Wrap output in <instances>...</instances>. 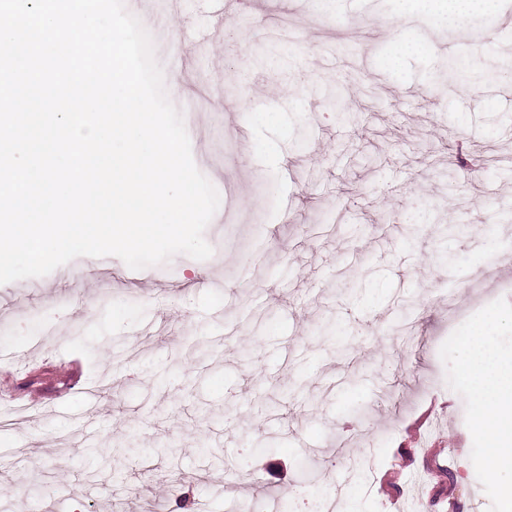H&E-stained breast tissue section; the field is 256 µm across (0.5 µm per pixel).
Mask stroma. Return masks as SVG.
<instances>
[{"label": "stroma", "instance_id": "35a3bbf8", "mask_svg": "<svg viewBox=\"0 0 512 512\" xmlns=\"http://www.w3.org/2000/svg\"><path fill=\"white\" fill-rule=\"evenodd\" d=\"M145 0L221 204L212 256L0 285V512H498L460 343L512 357V0L385 32L396 0ZM341 91L344 109L328 97ZM450 262H441L442 254ZM125 448L116 480L102 465Z\"/></svg>", "mask_w": 512, "mask_h": 512}]
</instances>
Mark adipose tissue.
Instances as JSON below:
<instances>
[{
    "mask_svg": "<svg viewBox=\"0 0 512 512\" xmlns=\"http://www.w3.org/2000/svg\"><path fill=\"white\" fill-rule=\"evenodd\" d=\"M497 0H399L398 19L418 11L443 10L449 20L495 10ZM465 372L473 386L472 409L480 432H489L492 423H512V360H500L493 345L492 329L479 328L466 344Z\"/></svg>",
    "mask_w": 512,
    "mask_h": 512,
    "instance_id": "ef3b65f1",
    "label": "adipose tissue"
}]
</instances>
